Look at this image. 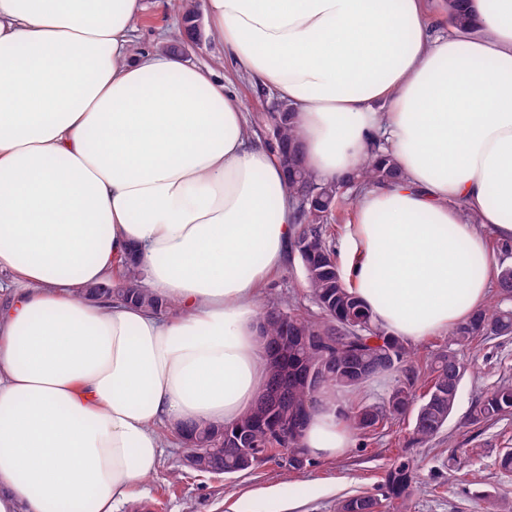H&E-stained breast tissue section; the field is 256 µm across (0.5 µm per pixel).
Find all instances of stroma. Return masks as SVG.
Instances as JSON below:
<instances>
[{
  "mask_svg": "<svg viewBox=\"0 0 512 512\" xmlns=\"http://www.w3.org/2000/svg\"><path fill=\"white\" fill-rule=\"evenodd\" d=\"M181 5L182 0H173L164 9L157 0H143L137 23L139 46L177 43L187 61L213 67L240 100L255 142L270 145L268 117L280 110L281 99L225 62L219 38L206 31L199 38H186ZM282 300L292 301L303 311L316 309L292 254L258 303ZM467 364L448 424L429 443H413L411 420L405 417L371 435L366 447L354 445L343 455L313 459L296 472L269 462L233 475L189 471L175 484L171 473L184 450L168 436L157 470L137 483L120 512H338L343 501L376 492L391 464L401 456L413 460L417 468V487L408 512H488L481 492L512 491V473L502 472L495 464L500 449L512 448V416L478 427L471 425L469 415L482 392L501 380H512V336L479 340L468 352ZM452 455L460 463V472L467 474L466 485H459L458 472L448 468Z\"/></svg>",
  "mask_w": 512,
  "mask_h": 512,
  "instance_id": "stroma-1",
  "label": "stroma"
}]
</instances>
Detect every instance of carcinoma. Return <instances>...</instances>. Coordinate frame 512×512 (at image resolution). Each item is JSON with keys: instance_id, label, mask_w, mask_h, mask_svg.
Here are the masks:
<instances>
[{"instance_id": "carcinoma-1", "label": "carcinoma", "mask_w": 512, "mask_h": 512, "mask_svg": "<svg viewBox=\"0 0 512 512\" xmlns=\"http://www.w3.org/2000/svg\"><path fill=\"white\" fill-rule=\"evenodd\" d=\"M448 24L456 28L469 27V12L465 0H447ZM274 149L282 158L281 166L291 165L287 180L288 197L295 205L296 234L291 250L300 260L305 283L319 313H303L288 301L274 302L261 313L260 341L267 348L279 350L281 361L268 362L266 380L251 409L230 424L194 422L172 427L174 435L201 430L204 439L214 446L224 441V432L239 430L252 434L263 444L266 433L257 428L261 421H280L277 409L265 402V394L276 387L283 388L288 407L305 413L313 394L311 386L286 377L283 363L295 362L326 370L321 388L354 392L374 377L387 372L397 374L396 383L379 402L361 401L341 405L338 415L352 434L365 438L376 429L408 413L412 414L413 439L424 443L438 435L448 424L466 373L465 353L481 338L512 335V265L501 264L495 283L493 302L479 309L464 322L456 325L448 340L430 350L422 360H416L409 343L391 336L375 322L369 309L346 282L334 258L327 238V225L339 219L342 200L355 180L324 183L304 167L299 145V129L295 113L287 108L271 116ZM401 177L391 157L380 154L368 160L360 170V182L394 183ZM319 197L325 212L312 216L298 198L302 188ZM126 279L118 288L108 291L120 300L146 307L154 312L169 309V304L157 299L141 285L135 268L124 263ZM424 382L426 392L416 396V386ZM512 415V386L500 385L481 393L470 412L474 426L497 421ZM302 435L288 433L275 442L271 455L284 453L302 465L309 464V455L301 445ZM212 466L234 474L240 467L235 458L222 451L211 459ZM415 484V470L406 458L397 459L389 470L386 482L376 494L358 495L345 500L340 512H380L383 502L405 512Z\"/></svg>"}]
</instances>
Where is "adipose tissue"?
<instances>
[{
	"mask_svg": "<svg viewBox=\"0 0 512 512\" xmlns=\"http://www.w3.org/2000/svg\"><path fill=\"white\" fill-rule=\"evenodd\" d=\"M238 68L296 113L320 180L383 142L354 192L345 277L410 342L487 305L512 242V0H202ZM142 0H0V512H118L159 424H225L266 378L258 290L293 239L275 150L180 52L137 48ZM385 111H378V104ZM134 258L162 316L113 297ZM322 390L303 445L353 435ZM466 0H448L447 1V18H442L440 25L437 27L438 31H447L448 24L456 28L469 27V12L464 2ZM377 155L376 158L368 160L361 168L359 183H394L401 177L391 157L383 154Z\"/></svg>",
	"mask_w": 512,
	"mask_h": 512,
	"instance_id": "1",
	"label": "adipose tissue"
}]
</instances>
